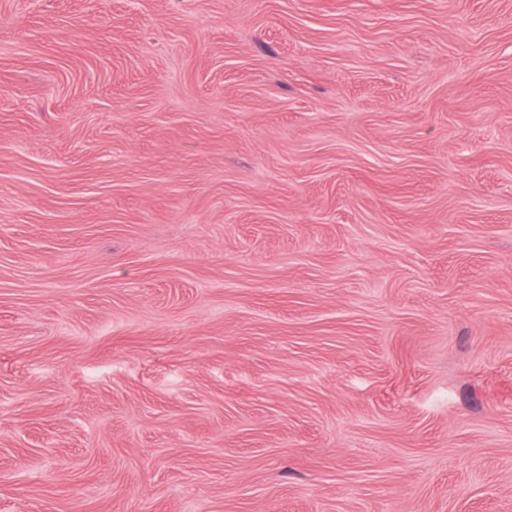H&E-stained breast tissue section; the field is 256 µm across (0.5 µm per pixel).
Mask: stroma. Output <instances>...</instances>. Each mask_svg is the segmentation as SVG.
Masks as SVG:
<instances>
[{
    "instance_id": "stroma-1",
    "label": "stroma",
    "mask_w": 512,
    "mask_h": 512,
    "mask_svg": "<svg viewBox=\"0 0 512 512\" xmlns=\"http://www.w3.org/2000/svg\"><path fill=\"white\" fill-rule=\"evenodd\" d=\"M0 512H512V0H0Z\"/></svg>"
}]
</instances>
